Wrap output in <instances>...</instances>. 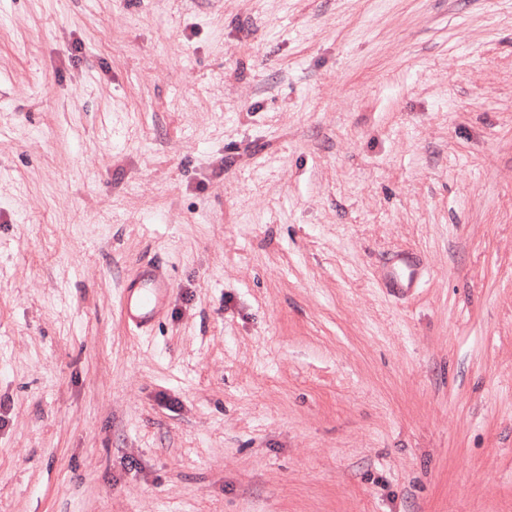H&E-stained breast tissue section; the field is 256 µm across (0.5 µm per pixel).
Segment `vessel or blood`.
<instances>
[{"label": "vessel or blood", "instance_id": "1", "mask_svg": "<svg viewBox=\"0 0 512 512\" xmlns=\"http://www.w3.org/2000/svg\"><path fill=\"white\" fill-rule=\"evenodd\" d=\"M421 275V262L411 253L396 254L384 264V285L397 296L417 288ZM170 291L158 265L145 263L137 267L123 290L121 315L125 324L141 332L151 328L165 309Z\"/></svg>", "mask_w": 512, "mask_h": 512}]
</instances>
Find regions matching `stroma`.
Segmentation results:
<instances>
[{
	"mask_svg": "<svg viewBox=\"0 0 512 512\" xmlns=\"http://www.w3.org/2000/svg\"><path fill=\"white\" fill-rule=\"evenodd\" d=\"M0 512H512V0H0ZM384 285L390 293L403 296L417 288L422 275L420 259L411 253H398L384 264ZM170 291L158 265L145 263L137 267L123 288L121 315L125 324L141 332L151 328L165 309Z\"/></svg>",
	"mask_w": 512,
	"mask_h": 512,
	"instance_id": "obj_1",
	"label": "stroma"
}]
</instances>
